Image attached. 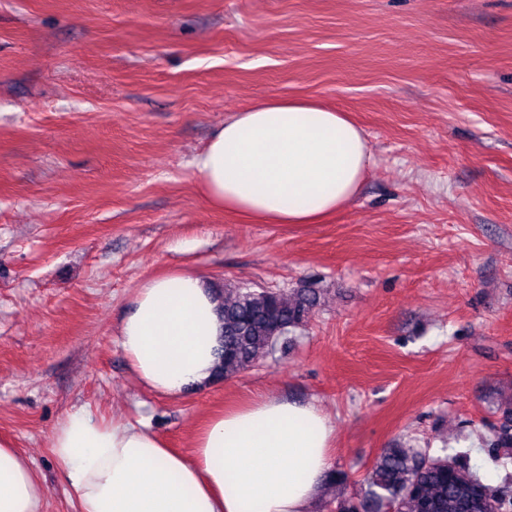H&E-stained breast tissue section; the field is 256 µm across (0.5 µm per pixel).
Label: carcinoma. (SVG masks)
I'll return each mask as SVG.
<instances>
[{"mask_svg":"<svg viewBox=\"0 0 512 512\" xmlns=\"http://www.w3.org/2000/svg\"><path fill=\"white\" fill-rule=\"evenodd\" d=\"M216 299L224 328L214 368L217 380L270 355L319 302L313 288H297L288 295L224 288ZM486 453L495 467L506 471L497 485L483 479L466 452L434 456L423 448H384L361 491L336 497V512H471L470 495L478 487L485 491L483 512H506L512 506V402L491 428Z\"/></svg>","mask_w":512,"mask_h":512,"instance_id":"1","label":"carcinoma"}]
</instances>
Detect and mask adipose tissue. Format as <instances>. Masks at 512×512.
Wrapping results in <instances>:
<instances>
[{
  "instance_id": "obj_1",
  "label": "adipose tissue",
  "mask_w": 512,
  "mask_h": 512,
  "mask_svg": "<svg viewBox=\"0 0 512 512\" xmlns=\"http://www.w3.org/2000/svg\"><path fill=\"white\" fill-rule=\"evenodd\" d=\"M362 130L334 109L274 98L234 113L192 165L208 201L264 224H318L356 199L368 167ZM223 333L203 278L148 279L120 325L138 380L181 397L208 388ZM333 430L314 405L254 397L217 412L180 454L146 425L86 411L50 434L77 512H311L323 489ZM33 461L0 438V512H42Z\"/></svg>"
}]
</instances>
